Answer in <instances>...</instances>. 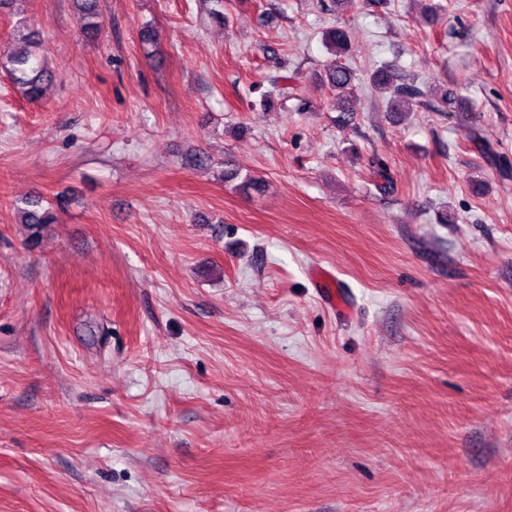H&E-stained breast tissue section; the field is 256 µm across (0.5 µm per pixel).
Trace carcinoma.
I'll list each match as a JSON object with an SVG mask.
<instances>
[{
  "label": "carcinoma",
  "instance_id": "obj_1",
  "mask_svg": "<svg viewBox=\"0 0 512 512\" xmlns=\"http://www.w3.org/2000/svg\"><path fill=\"white\" fill-rule=\"evenodd\" d=\"M75 8L82 33L89 37L97 36L101 28L97 0H75ZM324 40L327 50L337 58L349 51V36L341 28L327 31ZM0 66L7 69L27 99L36 100L41 96L47 75L32 54L5 51L0 53ZM328 80L339 98L353 93L355 76L344 64L331 62ZM368 83L382 96L390 112H411L416 107L428 112H444L449 105L447 95H437L430 85L390 65H380L371 70ZM62 205L61 201L52 204L41 196H35L26 203L21 210V223L31 231V240H37L46 226L57 223V210Z\"/></svg>",
  "mask_w": 512,
  "mask_h": 512
}]
</instances>
